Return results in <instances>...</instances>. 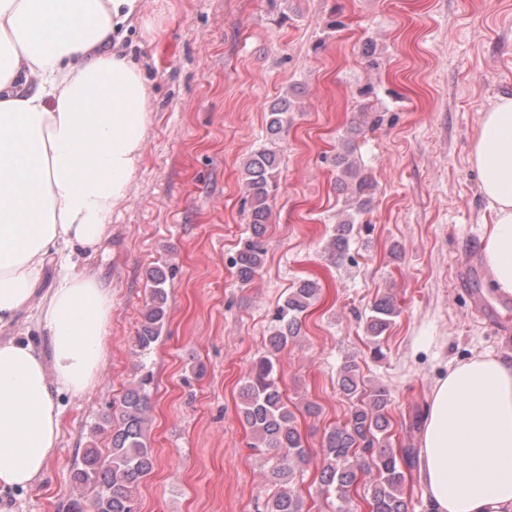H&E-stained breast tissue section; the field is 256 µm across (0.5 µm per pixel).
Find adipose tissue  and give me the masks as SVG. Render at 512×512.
Returning <instances> with one entry per match:
<instances>
[{
  "instance_id": "1",
  "label": "adipose tissue",
  "mask_w": 512,
  "mask_h": 512,
  "mask_svg": "<svg viewBox=\"0 0 512 512\" xmlns=\"http://www.w3.org/2000/svg\"><path fill=\"white\" fill-rule=\"evenodd\" d=\"M144 0H0V329L36 306L46 346L0 338V499L33 487L61 447L62 395L96 383L112 293L75 273L126 198L152 118L121 50ZM470 162L487 203L482 259L512 297V98L481 118ZM62 273L35 300L49 255ZM429 512H512V361L475 354L436 381L420 432Z\"/></svg>"
}]
</instances>
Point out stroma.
I'll return each mask as SVG.
<instances>
[{"instance_id":"35a3bbf8","label":"stroma","mask_w":512,"mask_h":512,"mask_svg":"<svg viewBox=\"0 0 512 512\" xmlns=\"http://www.w3.org/2000/svg\"><path fill=\"white\" fill-rule=\"evenodd\" d=\"M337 14L339 31L328 26ZM122 47L150 87L152 122L107 239L75 267L112 291L107 356L91 390L62 396L60 452L42 482L11 496V512H67L90 428L133 376L147 275L166 263L175 267L168 318L147 359L156 464L139 487L140 512L262 507L267 458L247 445L241 387L266 349L273 309L307 278L320 298L279 353L277 377L312 451L303 508L333 512L314 478L325 429L350 410L337 385L346 361L359 362L365 386L388 387L392 445L414 448L412 416L449 362L512 358L501 330L512 308L499 309L488 288L486 202L469 162L482 113L512 97V0H145ZM284 96L293 107L272 138L268 109ZM363 120L369 129L354 134ZM350 134L375 184L364 216L372 230L353 232L335 261L327 245L346 193L334 157ZM272 142L279 190L263 268L244 286L232 265L251 233L243 166ZM384 295L399 314L375 358L364 322ZM200 363L206 373L192 379ZM309 402L318 415L305 413Z\"/></svg>"}]
</instances>
